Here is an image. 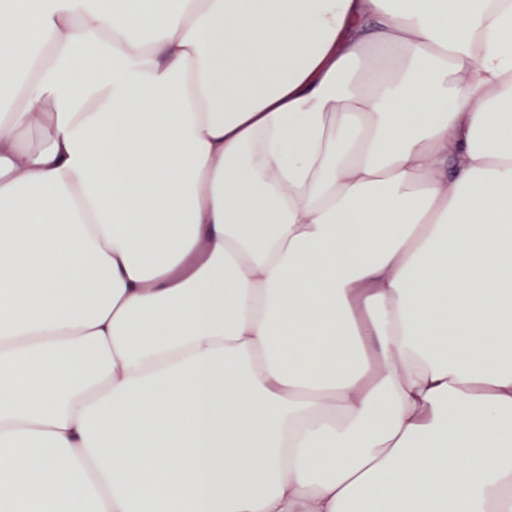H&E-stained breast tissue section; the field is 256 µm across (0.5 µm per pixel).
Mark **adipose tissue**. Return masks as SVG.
Instances as JSON below:
<instances>
[{"label": "adipose tissue", "instance_id": "1", "mask_svg": "<svg viewBox=\"0 0 512 512\" xmlns=\"http://www.w3.org/2000/svg\"><path fill=\"white\" fill-rule=\"evenodd\" d=\"M0 512H512V0H0Z\"/></svg>", "mask_w": 512, "mask_h": 512}]
</instances>
